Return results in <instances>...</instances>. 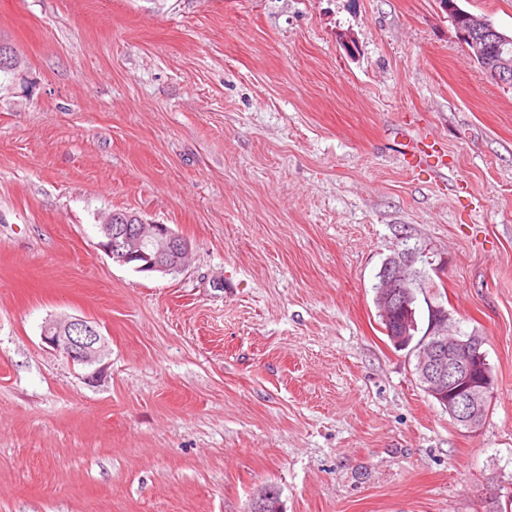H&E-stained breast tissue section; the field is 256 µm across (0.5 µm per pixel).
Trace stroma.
Masks as SVG:
<instances>
[{
  "mask_svg": "<svg viewBox=\"0 0 512 512\" xmlns=\"http://www.w3.org/2000/svg\"><path fill=\"white\" fill-rule=\"evenodd\" d=\"M0 43V512H512V88L440 0H0ZM114 210L185 266L113 264ZM405 245L419 319L485 339L478 431L379 322ZM98 230L99 249L112 262L141 273L178 272L190 251L189 241L168 225L147 222L129 211L112 212ZM42 340L53 351L62 354L73 364L81 365L89 382L102 377L105 355L104 337L97 324L83 317H64L49 320L42 329Z\"/></svg>",
  "mask_w": 512,
  "mask_h": 512,
  "instance_id": "35a3bbf8",
  "label": "stroma"
}]
</instances>
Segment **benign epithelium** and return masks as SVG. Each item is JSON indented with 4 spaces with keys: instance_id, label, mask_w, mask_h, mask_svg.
Segmentation results:
<instances>
[{
    "instance_id": "1",
    "label": "benign epithelium",
    "mask_w": 512,
    "mask_h": 512,
    "mask_svg": "<svg viewBox=\"0 0 512 512\" xmlns=\"http://www.w3.org/2000/svg\"><path fill=\"white\" fill-rule=\"evenodd\" d=\"M468 52L481 62L482 70L498 84L512 82V57L500 49L509 37L490 21L460 9L456 0H442ZM98 247L112 262L141 273L172 274L184 265L189 241L166 224H153L129 211L109 215L98 225ZM417 251L404 249L388 258L379 271L375 304L385 318L405 309L411 299L413 265ZM432 339L418 350V371L426 390L460 425L477 431L483 424L488 402L494 394V377L483 350V337L448 333V312L433 308ZM42 340L53 351L82 366L86 379L102 377L104 337L97 324L83 317L50 320L42 329Z\"/></svg>"
}]
</instances>
